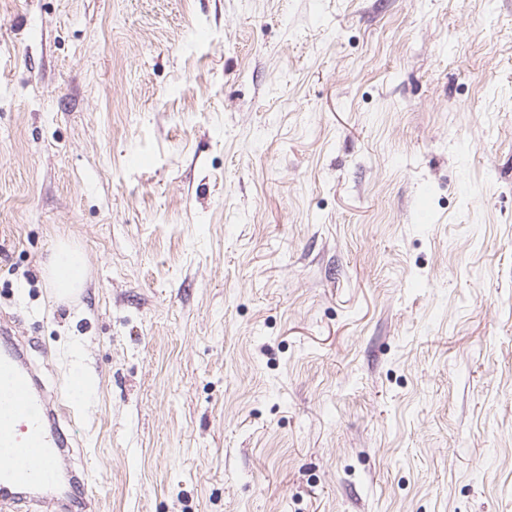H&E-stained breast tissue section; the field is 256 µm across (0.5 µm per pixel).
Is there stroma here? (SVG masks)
<instances>
[{
    "label": "stroma",
    "instance_id": "stroma-1",
    "mask_svg": "<svg viewBox=\"0 0 512 512\" xmlns=\"http://www.w3.org/2000/svg\"><path fill=\"white\" fill-rule=\"evenodd\" d=\"M1 318L92 512H512V0H0ZM86 270L83 254L67 244H61L54 250L48 268L50 287L60 298L69 297L82 288Z\"/></svg>",
    "mask_w": 512,
    "mask_h": 512
}]
</instances>
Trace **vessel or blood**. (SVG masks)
Wrapping results in <instances>:
<instances>
[{
	"instance_id": "1",
	"label": "vessel or blood",
	"mask_w": 512,
	"mask_h": 512,
	"mask_svg": "<svg viewBox=\"0 0 512 512\" xmlns=\"http://www.w3.org/2000/svg\"><path fill=\"white\" fill-rule=\"evenodd\" d=\"M55 400L32 390V375L18 348H0V448L12 449L0 462V504L13 500L14 490L36 481L50 482L63 440L46 425Z\"/></svg>"
}]
</instances>
